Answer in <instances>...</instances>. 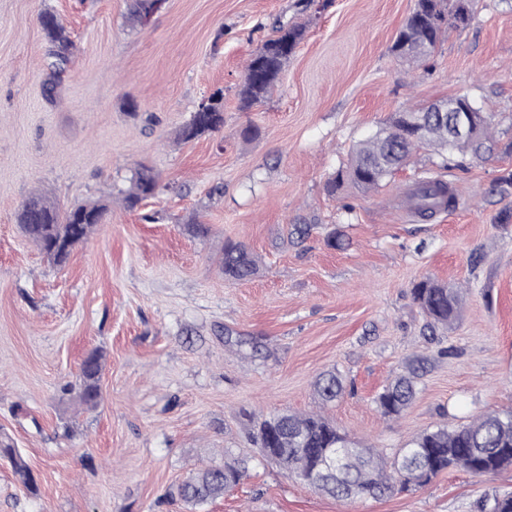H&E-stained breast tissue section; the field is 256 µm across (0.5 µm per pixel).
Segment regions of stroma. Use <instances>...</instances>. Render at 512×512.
<instances>
[{
	"instance_id": "obj_1",
	"label": "stroma",
	"mask_w": 512,
	"mask_h": 512,
	"mask_svg": "<svg viewBox=\"0 0 512 512\" xmlns=\"http://www.w3.org/2000/svg\"><path fill=\"white\" fill-rule=\"evenodd\" d=\"M412 6L326 0L317 13L299 0H167L133 30L125 0H0V434L39 486L28 494L0 459V512H187L162 502L169 487L225 449L249 453L245 413L314 408V382L331 369L345 392L327 417L389 454L424 431L512 408V222L501 221L512 194L497 189L512 156H458L444 169L422 149L376 191L325 190L353 146L410 106L469 96L512 141V0H479L465 29L413 65L391 51ZM43 9L77 46L51 100ZM292 19L306 25L295 55L271 93L242 108L248 61L276 21ZM219 88L223 127L177 141ZM251 125L258 136L243 138ZM141 161L159 188L130 210L122 192ZM430 175L458 204L421 220L408 193ZM33 192L63 209L108 205L63 267L16 222ZM196 223L210 233L194 235ZM294 224L312 227L302 243L288 240ZM332 231L345 249L327 246ZM228 240L257 259L251 280L225 279ZM426 276L464 289L459 320L431 342L411 296ZM94 348L105 354L103 401L83 412L59 388ZM417 355L434 361L415 401L383 417L376 395ZM492 489L512 491V469L446 471L343 503L265 461L206 512H473Z\"/></svg>"
}]
</instances>
